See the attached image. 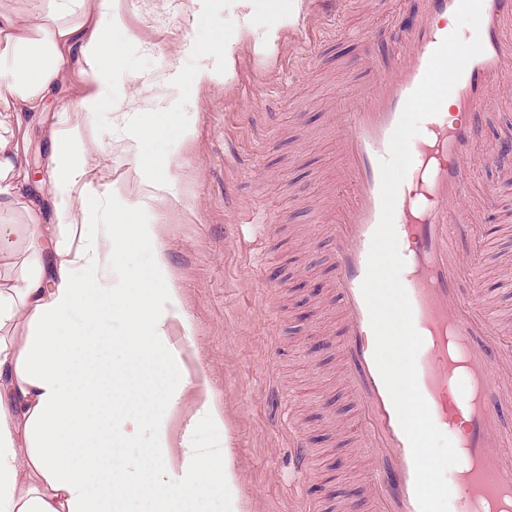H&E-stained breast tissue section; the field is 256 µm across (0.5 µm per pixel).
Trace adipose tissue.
I'll return each mask as SVG.
<instances>
[{"instance_id": "ef3b65f1", "label": "adipose tissue", "mask_w": 512, "mask_h": 512, "mask_svg": "<svg viewBox=\"0 0 512 512\" xmlns=\"http://www.w3.org/2000/svg\"><path fill=\"white\" fill-rule=\"evenodd\" d=\"M112 24V0H97L93 11L84 0H49L27 17L0 0V210L28 193L15 176V132L48 111L67 64L77 56L124 64ZM53 162L47 193L62 217L81 168L69 153ZM41 211H28L27 276L0 290V329L29 325L27 335L0 339V512H200L216 494L224 512H238L223 439L187 446L179 470L154 478L167 456L155 410L182 393L165 328L179 313L176 290L156 288L150 276L132 290L112 285L114 259L148 238V226L118 213L77 246L44 235ZM107 310L124 317L123 336L103 330ZM74 320L77 331L65 333ZM145 432L150 442L131 481L124 451Z\"/></svg>"}]
</instances>
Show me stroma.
<instances>
[{"mask_svg": "<svg viewBox=\"0 0 512 512\" xmlns=\"http://www.w3.org/2000/svg\"><path fill=\"white\" fill-rule=\"evenodd\" d=\"M423 0H346V33H338L322 0H301L273 40L262 33L276 0H253V31L239 30V0H113L114 37L124 66L105 69L72 60L65 92L29 134L18 172L48 187L52 144L72 148L83 170L71 193L72 223L92 237L113 213L135 211L152 237L113 264L112 285L130 287L143 274L158 288L175 285L182 316L168 336L182 344L185 382L175 405L158 412L169 469H179L187 440L206 446L225 437L240 512H367V457L353 432L356 409L340 375L339 303L333 283L331 226L342 192L336 112L347 90L365 93L369 71L359 40L348 30L391 31L373 62L386 72L406 24ZM205 10L207 21L195 23ZM225 49H213L216 32ZM180 68L184 82L168 75ZM213 77L198 83L199 69ZM100 83L112 104L78 108L85 85ZM189 130L186 138L153 136L161 123ZM148 134L146 147L132 128ZM478 149L512 141V70L497 81L475 130ZM148 151L163 168L140 166ZM168 179L170 192L148 199L140 178ZM463 205L482 226L483 247L457 239L465 261L464 292L481 296L499 328L501 351L512 349V163H481ZM26 200L0 211L14 249L0 255V289L27 272L30 238ZM263 222L261 239L240 225ZM163 265L155 267L156 244ZM219 414L216 426L196 425L202 405ZM296 418L312 470L295 469L288 420Z\"/></svg>", "mask_w": 512, "mask_h": 512, "instance_id": "obj_1", "label": "stroma"}]
</instances>
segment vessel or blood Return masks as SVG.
Wrapping results in <instances>:
<instances>
[{"label":"vessel or blood","instance_id":"b4317fda","mask_svg":"<svg viewBox=\"0 0 512 512\" xmlns=\"http://www.w3.org/2000/svg\"><path fill=\"white\" fill-rule=\"evenodd\" d=\"M458 0H426L421 18L407 29L389 74L375 78L369 99L349 98L336 122L345 159L347 196L337 199L342 216L334 225L333 271L341 308V372L357 410L359 447L374 461L370 512H419L415 471L405 436L374 360L375 340L361 293L372 235L381 214L380 162L410 93L422 79L444 38L441 19L454 15ZM512 0H483L482 54L466 66L448 96V118L432 116V144L415 137L413 165L402 183L395 229L405 260L400 279L413 322L423 339L417 355L419 388L436 426L456 433L466 460L456 486L463 512H512V434L501 417L512 404V384L495 376L503 357L491 356L495 329L479 298L459 287L461 257L454 242L471 223L461 207L478 161L493 150L472 152L476 117L494 82L512 66Z\"/></svg>","mask_w":512,"mask_h":512}]
</instances>
